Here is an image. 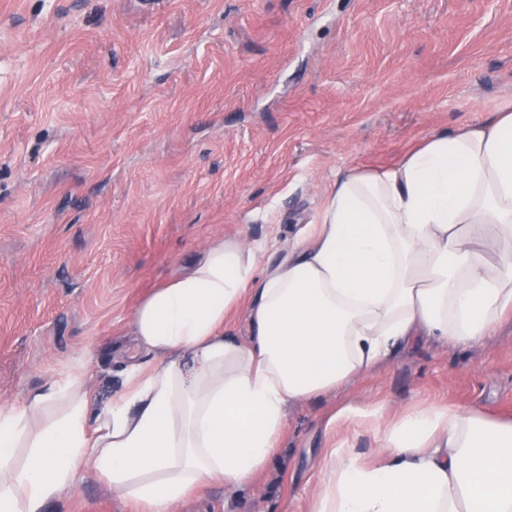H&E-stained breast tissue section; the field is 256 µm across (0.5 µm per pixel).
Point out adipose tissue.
I'll return each mask as SVG.
<instances>
[{
    "mask_svg": "<svg viewBox=\"0 0 512 512\" xmlns=\"http://www.w3.org/2000/svg\"><path fill=\"white\" fill-rule=\"evenodd\" d=\"M258 261L219 238L144 296L133 332L157 362L129 364L101 411L72 375L1 404L0 512H46L82 469L142 512H172L207 481L246 487L290 402L416 336L484 345L512 310V99L384 170L337 175L317 223L277 264ZM239 308L244 341L226 326ZM187 354L200 363L191 374ZM383 433L377 465L334 449L310 512H512V423L442 406Z\"/></svg>",
    "mask_w": 512,
    "mask_h": 512,
    "instance_id": "1",
    "label": "adipose tissue"
}]
</instances>
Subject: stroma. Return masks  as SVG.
<instances>
[{"instance_id":"35a3bbf8","label":"stroma","mask_w":512,"mask_h":512,"mask_svg":"<svg viewBox=\"0 0 512 512\" xmlns=\"http://www.w3.org/2000/svg\"><path fill=\"white\" fill-rule=\"evenodd\" d=\"M510 98L512 0H0V404L84 371L102 409L133 306L210 239L276 264L337 172ZM448 404L512 421V319L292 403L250 486L173 512H309L332 448L375 462L382 420ZM47 512L133 510L83 473Z\"/></svg>"}]
</instances>
